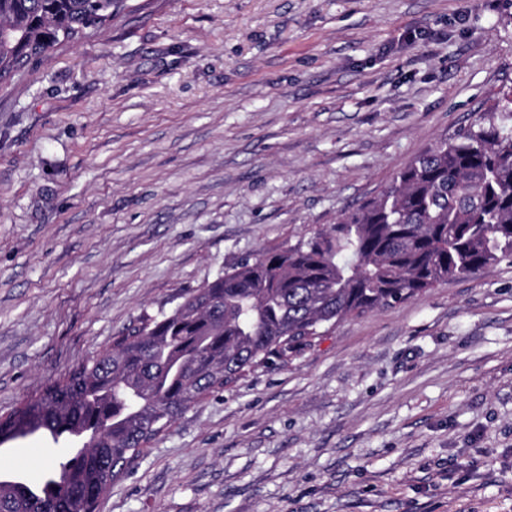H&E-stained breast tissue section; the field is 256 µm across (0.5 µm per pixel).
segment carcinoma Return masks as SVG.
I'll list each match as a JSON object with an SVG mask.
<instances>
[{"label": "carcinoma", "mask_w": 512, "mask_h": 512, "mask_svg": "<svg viewBox=\"0 0 512 512\" xmlns=\"http://www.w3.org/2000/svg\"><path fill=\"white\" fill-rule=\"evenodd\" d=\"M116 0H0V79L112 19ZM512 262V92L421 152L378 197L306 243L185 291L8 414L72 457L37 485L0 476V512H96L142 448L202 397L336 322Z\"/></svg>", "instance_id": "cac0c4a2"}]
</instances>
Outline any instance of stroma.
<instances>
[{
    "label": "stroma",
    "mask_w": 512,
    "mask_h": 512,
    "mask_svg": "<svg viewBox=\"0 0 512 512\" xmlns=\"http://www.w3.org/2000/svg\"><path fill=\"white\" fill-rule=\"evenodd\" d=\"M510 89L512 0H124L0 81V414ZM65 458L0 445L30 481ZM99 512H512V262L250 369Z\"/></svg>",
    "instance_id": "35a3bbf8"
}]
</instances>
